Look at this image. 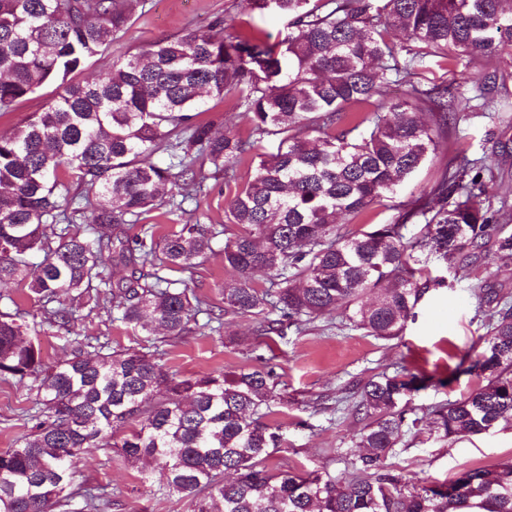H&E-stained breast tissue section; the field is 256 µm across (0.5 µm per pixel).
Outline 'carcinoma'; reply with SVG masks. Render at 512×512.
I'll return each mask as SVG.
<instances>
[{"instance_id": "carcinoma-1", "label": "carcinoma", "mask_w": 512, "mask_h": 512, "mask_svg": "<svg viewBox=\"0 0 512 512\" xmlns=\"http://www.w3.org/2000/svg\"><path fill=\"white\" fill-rule=\"evenodd\" d=\"M128 2L0 0V112L57 85L45 111L0 136V285L25 283L42 307L32 322L18 308L0 311V378L27 382L39 405L19 445L0 452V512L109 506L106 487L77 484L73 471L105 448L145 482L159 473L154 494H180L192 512H512L511 463L437 484L392 462L422 422L454 442L512 418L511 292L470 284L485 336L460 363L478 379L466 396L410 420L414 394L448 379L396 365L338 400L360 423L344 453L348 480L268 468L282 435L263 418L282 397L261 353L269 334L335 311L366 336L395 340L438 285L423 278L422 256L464 275L485 252L512 256L499 219L509 198L493 191V168L461 153L397 216L364 221L469 117V99L426 77L429 60L512 50V0H243L287 20L278 48L218 17L112 59L95 81L71 82L130 27ZM393 83L408 90L389 112L353 111ZM203 93L236 97L251 132L200 119ZM265 135L279 138L277 152L257 155ZM155 153L165 161H149ZM248 158L258 159L254 175L227 204L235 230L181 224L158 236L151 224L132 240L112 234L129 218L197 201L208 179L236 181L235 164ZM221 235L224 267L242 279L215 311L185 274ZM114 261L131 268L115 284ZM257 274L268 285L255 287ZM85 301L139 333L136 345L91 351L75 337L71 357L48 364L44 325L77 333ZM200 315L212 331L224 317L255 318L246 349L256 365L164 372L160 345L191 333Z\"/></svg>"}]
</instances>
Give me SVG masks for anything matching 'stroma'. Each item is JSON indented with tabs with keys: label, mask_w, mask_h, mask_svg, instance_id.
Wrapping results in <instances>:
<instances>
[{
	"label": "stroma",
	"mask_w": 512,
	"mask_h": 512,
	"mask_svg": "<svg viewBox=\"0 0 512 512\" xmlns=\"http://www.w3.org/2000/svg\"><path fill=\"white\" fill-rule=\"evenodd\" d=\"M224 16L240 25L251 24L258 36L273 46L286 34L283 18L273 13L248 12L239 0H133L132 24L113 41L109 53L133 54L184 27L207 29L215 18ZM493 75L506 79L505 87L494 94L495 115L472 113L448 145L484 159L497 173L500 191L512 197V127L506 123L507 118H512V52L504 50L471 62L459 61L449 68L447 79L456 91L472 97ZM236 171L238 179L230 184L207 180L199 204L191 212L152 211L138 223L121 225L120 236L136 238L146 224L156 225L161 234L186 222L224 224L228 201L239 183L253 175L254 166L246 160L237 164ZM427 273L440 285L429 289L419 302L417 316L408 322L401 340L382 344L359 331L338 326L332 314L316 321L310 331L299 333L287 328L282 335L268 339L264 354L279 376L283 395L282 403L274 405L266 418L267 423L280 428L284 437L282 447L269 460L272 469L326 470L348 476L341 454L354 423L349 419L332 421L330 408L350 382L367 378L384 367L402 363L414 370L447 376V386L431 387L414 396L412 405L420 410L461 398L475 386L474 377L457 369L462 355L484 334L474 318L479 299L470 284L482 280L492 288L512 291V257L488 255L471 266L465 279L434 260L428 262ZM235 277V272L225 268L222 253L216 251L196 267L189 286L201 299L218 306L224 284ZM79 330L91 343H104L111 349L131 347L136 341L131 331L98 308L85 316ZM223 335L203 326L195 327L183 340L166 346L161 360L163 369L189 376L249 365L251 359L246 350L225 346ZM35 402V394L24 384L0 379V451L17 446L27 431L23 413ZM406 441L395 462L406 476L421 480L442 482L466 468H492L512 462V420L453 444L425 432L407 436ZM74 471L76 481L108 486L116 501L110 512L192 510L189 500L180 496L154 495L150 484L141 482L137 470L109 448L77 460ZM135 486L140 494L133 501L128 492Z\"/></svg>",
	"instance_id": "obj_1"
}]
</instances>
